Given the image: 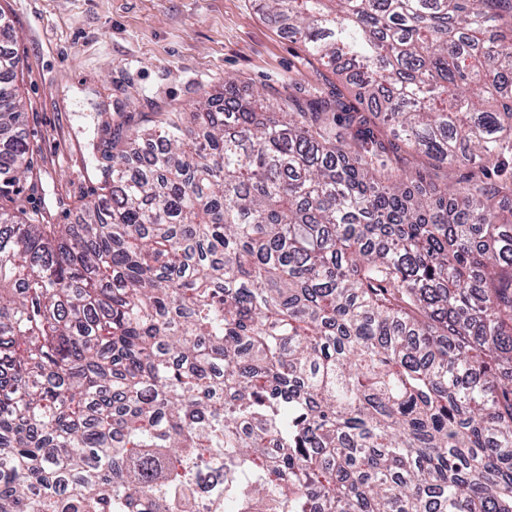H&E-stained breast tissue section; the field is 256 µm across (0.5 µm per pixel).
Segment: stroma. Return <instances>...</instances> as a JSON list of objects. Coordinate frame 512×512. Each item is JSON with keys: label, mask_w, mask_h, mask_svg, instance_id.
Wrapping results in <instances>:
<instances>
[{"label": "stroma", "mask_w": 512, "mask_h": 512, "mask_svg": "<svg viewBox=\"0 0 512 512\" xmlns=\"http://www.w3.org/2000/svg\"><path fill=\"white\" fill-rule=\"evenodd\" d=\"M0 18L17 38L25 129L43 170L26 207H51L61 224L98 186L88 130L189 108L213 86L244 96L336 81L254 0H0Z\"/></svg>", "instance_id": "stroma-1"}]
</instances>
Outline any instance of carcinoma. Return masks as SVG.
I'll use <instances>...</instances> for the list:
<instances>
[{"label": "carcinoma", "mask_w": 512, "mask_h": 512, "mask_svg": "<svg viewBox=\"0 0 512 512\" xmlns=\"http://www.w3.org/2000/svg\"><path fill=\"white\" fill-rule=\"evenodd\" d=\"M258 5L355 100L107 126L72 224L0 46V512H512V0Z\"/></svg>", "instance_id": "1"}]
</instances>
